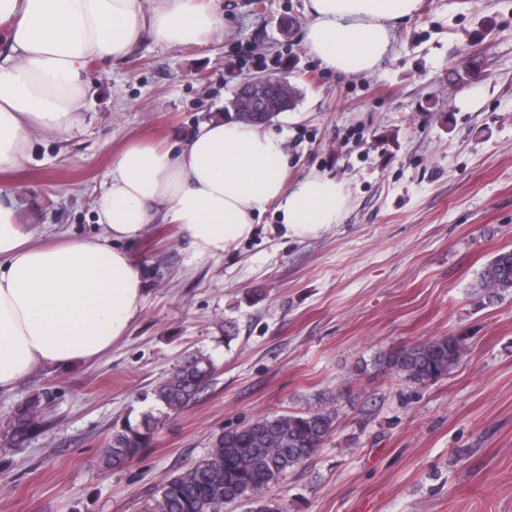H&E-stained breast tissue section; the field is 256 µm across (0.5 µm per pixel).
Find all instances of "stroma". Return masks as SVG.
<instances>
[{
    "mask_svg": "<svg viewBox=\"0 0 512 512\" xmlns=\"http://www.w3.org/2000/svg\"><path fill=\"white\" fill-rule=\"evenodd\" d=\"M205 46L145 39L91 61L83 122L34 137L24 168L0 173L28 224L101 234L96 191L112 152L140 139L181 148L265 73L287 75L286 183H345L339 223L288 234L275 206L224 255L196 258L180 225L156 215L127 249L143 305L126 336L66 371L38 369L0 393V430L34 389L50 388L48 430L0 447V512H144L162 482L213 434L264 415L336 409L306 465L265 490L287 512H512V296L469 285L512 249V0H420L373 73L347 76L309 53L307 0H221ZM482 73L448 83L460 54ZM467 337L469 352L427 385L373 365L403 344ZM205 351L211 386L120 470L99 464L114 425L185 354Z\"/></svg>",
    "mask_w": 512,
    "mask_h": 512,
    "instance_id": "stroma-1",
    "label": "stroma"
}]
</instances>
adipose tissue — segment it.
I'll return each mask as SVG.
<instances>
[{"label": "adipose tissue", "instance_id": "1", "mask_svg": "<svg viewBox=\"0 0 512 512\" xmlns=\"http://www.w3.org/2000/svg\"><path fill=\"white\" fill-rule=\"evenodd\" d=\"M0 0V172L19 169L38 132L63 135L82 121L90 60H118L144 39L209 43L219 0ZM419 0H309L303 40L327 67L374 72L397 23ZM284 137L260 124L217 117L176 152L135 143L113 152L95 200V237H62L23 223L0 201V392L37 369L97 358L126 335L144 301L142 272L120 241L138 238L156 213L180 225L197 258L220 256L276 205L296 237L338 223L343 182L311 174L287 185Z\"/></svg>", "mask_w": 512, "mask_h": 512}]
</instances>
